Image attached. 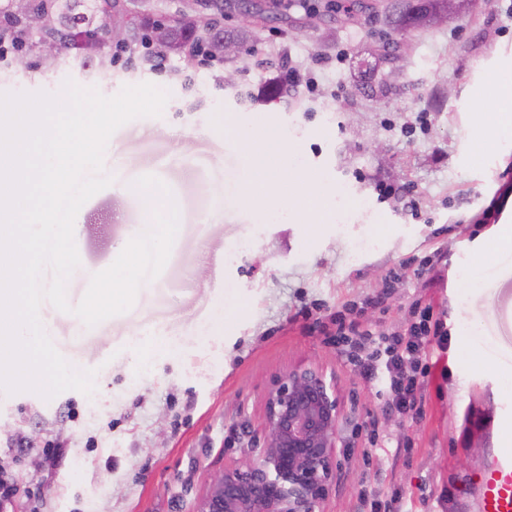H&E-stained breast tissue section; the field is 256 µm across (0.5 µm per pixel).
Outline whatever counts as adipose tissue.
Masks as SVG:
<instances>
[{
    "label": "adipose tissue",
    "mask_w": 512,
    "mask_h": 512,
    "mask_svg": "<svg viewBox=\"0 0 512 512\" xmlns=\"http://www.w3.org/2000/svg\"><path fill=\"white\" fill-rule=\"evenodd\" d=\"M494 89L495 104L481 117L485 145L489 148L512 140V73H500L494 81ZM236 141L248 172L247 184L241 193L243 203L264 214L274 215L282 196V181L278 168L269 161V154L272 148L284 146L286 135L242 124L236 130Z\"/></svg>",
    "instance_id": "obj_1"
}]
</instances>
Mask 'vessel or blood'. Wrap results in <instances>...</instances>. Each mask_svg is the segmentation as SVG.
<instances>
[{
	"label": "vessel or blood",
	"instance_id": "b4317fda",
	"mask_svg": "<svg viewBox=\"0 0 512 512\" xmlns=\"http://www.w3.org/2000/svg\"><path fill=\"white\" fill-rule=\"evenodd\" d=\"M468 482L475 492L476 512H512V446L498 445Z\"/></svg>",
	"mask_w": 512,
	"mask_h": 512
}]
</instances>
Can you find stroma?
<instances>
[{
  "label": "stroma",
  "instance_id": "1",
  "mask_svg": "<svg viewBox=\"0 0 512 512\" xmlns=\"http://www.w3.org/2000/svg\"><path fill=\"white\" fill-rule=\"evenodd\" d=\"M314 73L318 87L242 104L266 67ZM512 68V0H478L444 25L403 29L384 17L349 24L322 7L309 19L291 0L283 19L254 27L238 57L159 72L114 66L95 82L105 96L150 83L168 93L155 117L110 137L104 171L127 186L103 189L81 207L74 241L83 276L107 269L143 220L134 182L165 181L180 215L168 261L151 287L110 326L75 331L73 314L48 305L56 350L95 370L93 396L52 399L0 388V477L17 492L7 512H194L205 483L254 455L270 379L313 364L336 380L349 419L341 467L324 512H363L364 498L403 493L404 512H474L465 481L496 448L512 364V256L486 263L496 224L481 223L512 189V142L485 151L478 118L492 102L491 75ZM67 58L44 78L0 76V93L61 95L78 80ZM287 134L295 152L285 187L314 174L344 223L314 224L304 211L270 222L238 199L243 177L232 123ZM187 131L190 151L171 129ZM392 188L379 197L377 186ZM416 201L404 208L401 193ZM483 288L470 305L466 277ZM441 276L434 288L425 281ZM383 298V309L369 302ZM447 330L422 360L432 373L422 414L387 409L359 368L312 331L313 317L351 307L380 334L400 333L414 302ZM476 331L458 347L463 321ZM162 332L176 350L127 347L133 334Z\"/></svg>",
  "mask_w": 512,
  "mask_h": 512
}]
</instances>
